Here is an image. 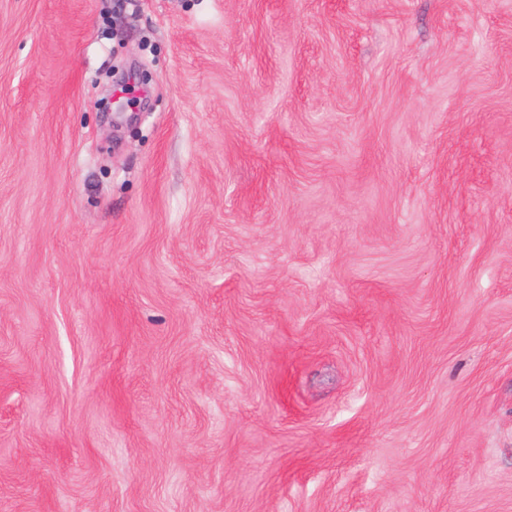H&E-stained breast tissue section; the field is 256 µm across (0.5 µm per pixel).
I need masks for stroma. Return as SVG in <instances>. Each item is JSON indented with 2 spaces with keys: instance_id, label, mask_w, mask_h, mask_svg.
<instances>
[{
  "instance_id": "1",
  "label": "stroma",
  "mask_w": 512,
  "mask_h": 512,
  "mask_svg": "<svg viewBox=\"0 0 512 512\" xmlns=\"http://www.w3.org/2000/svg\"><path fill=\"white\" fill-rule=\"evenodd\" d=\"M0 512H512V0H0Z\"/></svg>"
}]
</instances>
